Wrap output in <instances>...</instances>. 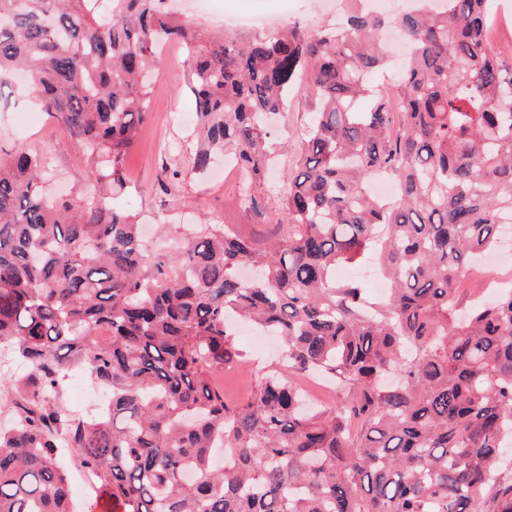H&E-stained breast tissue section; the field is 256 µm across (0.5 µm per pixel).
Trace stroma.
Here are the masks:
<instances>
[{
	"mask_svg": "<svg viewBox=\"0 0 512 512\" xmlns=\"http://www.w3.org/2000/svg\"><path fill=\"white\" fill-rule=\"evenodd\" d=\"M178 10L196 16L211 30L222 29V20L227 15L265 13L272 17L274 27L296 23L306 31L339 26L345 16L344 10L324 7L321 0H212L205 10L199 9L196 0H181ZM183 60V50L175 43L158 52L148 116L135 148L126 157L124 186L115 194L113 203L119 207H133L146 224L162 217L176 224H187L204 214L210 221L237 226L259 246H267L273 238L279 198L288 183V168L294 152L301 145L299 133L310 110L306 83L301 80L293 86L287 109L271 129V142L276 145L287 143L288 149L278 155V165L261 200L265 215L260 218L237 205L236 183L230 178L218 177L217 172L224 165L220 155L215 157L211 168L189 172L170 194L161 195L155 191L163 166L187 164L194 145L191 127L177 122L180 113L194 109ZM0 111L5 114L4 122L0 123V154L23 148L39 151L49 157L48 186L57 196H67L73 189H85L82 156L48 113L30 102L20 83L0 85ZM237 343L244 355L243 367L229 366L215 375L216 382L224 387L232 400L241 399L247 392L246 385L238 382L240 370H247L249 383H253L278 370L285 359L281 342L263 348L241 335ZM59 459L69 473L78 512H98L103 506L108 507L109 512H123L97 481L82 480L81 466L74 453L62 451Z\"/></svg>",
	"mask_w": 512,
	"mask_h": 512,
	"instance_id": "obj_1",
	"label": "stroma"
}]
</instances>
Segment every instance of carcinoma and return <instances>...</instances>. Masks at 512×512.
Returning <instances> with one entry per match:
<instances>
[{
    "label": "carcinoma",
    "mask_w": 512,
    "mask_h": 512,
    "mask_svg": "<svg viewBox=\"0 0 512 512\" xmlns=\"http://www.w3.org/2000/svg\"><path fill=\"white\" fill-rule=\"evenodd\" d=\"M417 0L399 115L370 82L385 21L337 31L205 37L165 0H0V83L16 71L87 163L88 191L45 186L46 157H0V512H74L59 431L125 512H512L498 477L512 442V287L456 313L457 279L512 227V61L484 37L488 0ZM184 49L198 141L192 168L231 154L253 191L273 158L267 119L307 75L309 121L261 249L200 224L148 250L118 209L122 164L148 109L157 43ZM166 194L183 169L165 168ZM397 186L387 201L370 186ZM388 282L368 312L336 266L368 253ZM282 337L288 362L237 402L212 374L243 360L228 316ZM108 392L83 419L66 373ZM295 372L340 401L303 407ZM94 391L104 392L102 388L94 383L86 370L77 368L76 371H71L64 379L60 397L69 409L80 411L84 417H88L96 413H88L74 406L85 394Z\"/></svg>",
    "instance_id": "carcinoma-1"
}]
</instances>
